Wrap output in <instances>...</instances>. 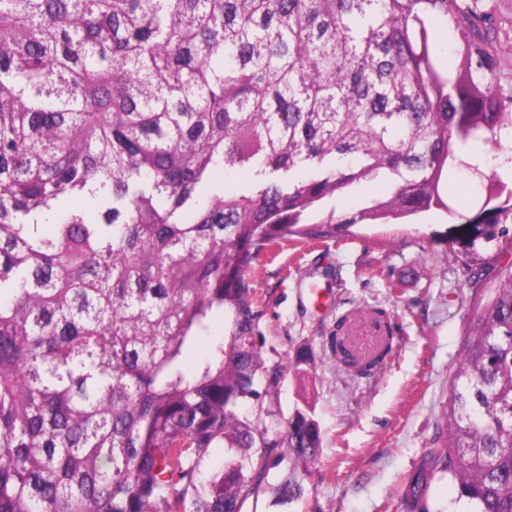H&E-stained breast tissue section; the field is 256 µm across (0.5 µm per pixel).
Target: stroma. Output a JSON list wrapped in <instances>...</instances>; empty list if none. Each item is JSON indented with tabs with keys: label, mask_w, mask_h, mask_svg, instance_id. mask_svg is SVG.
Wrapping results in <instances>:
<instances>
[{
	"label": "stroma",
	"mask_w": 512,
	"mask_h": 512,
	"mask_svg": "<svg viewBox=\"0 0 512 512\" xmlns=\"http://www.w3.org/2000/svg\"><path fill=\"white\" fill-rule=\"evenodd\" d=\"M474 186L470 172L458 170L448 187L451 211L357 224L314 246L287 242L246 271L260 299L267 366L289 365L301 348L314 354L263 405L285 414L312 408L322 448L299 500L275 502L283 464L243 512H397L399 489L446 428L448 381L470 318L460 232L482 205L460 190ZM374 307L394 317V354L375 378L356 379L330 357L327 339L337 316Z\"/></svg>",
	"instance_id": "35a3bbf8"
}]
</instances>
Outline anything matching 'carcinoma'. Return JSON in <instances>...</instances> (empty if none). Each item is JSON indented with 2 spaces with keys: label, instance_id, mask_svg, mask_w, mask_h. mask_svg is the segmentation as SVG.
Masks as SVG:
<instances>
[{
  "label": "carcinoma",
  "instance_id": "carcinoma-1",
  "mask_svg": "<svg viewBox=\"0 0 512 512\" xmlns=\"http://www.w3.org/2000/svg\"><path fill=\"white\" fill-rule=\"evenodd\" d=\"M506 52L497 0H0V512H243L286 456L277 502L298 500L321 430L307 407L260 401L283 370L265 366L243 274L294 236L451 210L445 175L480 172L489 144L503 162L465 254L506 231ZM224 167L262 179L201 199ZM375 179L390 191L305 224ZM84 195L95 223L68 207ZM466 269L447 433L402 512H433L445 474L464 512H512V266ZM344 324L336 361L381 368L391 337L362 357ZM220 445L259 452L201 477Z\"/></svg>",
  "mask_w": 512,
  "mask_h": 512
}]
</instances>
